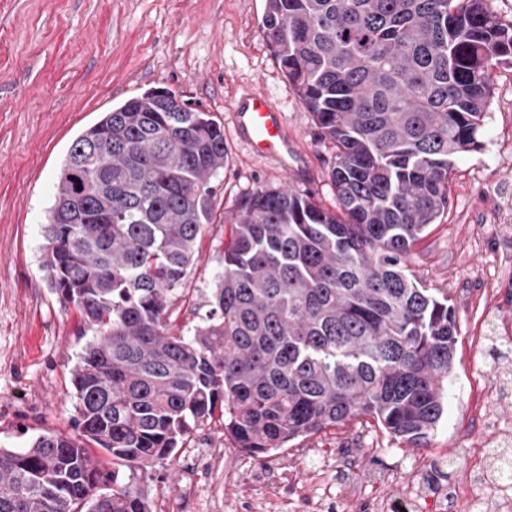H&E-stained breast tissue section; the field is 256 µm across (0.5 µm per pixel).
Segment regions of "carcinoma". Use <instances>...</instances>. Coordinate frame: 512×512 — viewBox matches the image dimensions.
<instances>
[{"label":"carcinoma","instance_id":"1","mask_svg":"<svg viewBox=\"0 0 512 512\" xmlns=\"http://www.w3.org/2000/svg\"><path fill=\"white\" fill-rule=\"evenodd\" d=\"M489 2L265 0L275 61L336 149V210L289 188L242 200L191 337L172 316L214 219L224 127L149 89L73 141L43 269L95 339L71 370L76 434L0 448V512H151L139 482L206 421L257 457L359 416L428 447L456 316L406 259L453 159L481 148L493 71L512 68V19Z\"/></svg>","mask_w":512,"mask_h":512}]
</instances>
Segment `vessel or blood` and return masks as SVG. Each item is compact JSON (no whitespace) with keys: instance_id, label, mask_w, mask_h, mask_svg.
Masks as SVG:
<instances>
[{"instance_id":"obj_1","label":"vessel or blood","mask_w":512,"mask_h":512,"mask_svg":"<svg viewBox=\"0 0 512 512\" xmlns=\"http://www.w3.org/2000/svg\"><path fill=\"white\" fill-rule=\"evenodd\" d=\"M234 124L239 137L257 156L284 164L297 153V145L288 136L281 111L257 89H250L239 98L234 109Z\"/></svg>"}]
</instances>
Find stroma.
<instances>
[{"instance_id": "stroma-1", "label": "stroma", "mask_w": 512, "mask_h": 512, "mask_svg": "<svg viewBox=\"0 0 512 512\" xmlns=\"http://www.w3.org/2000/svg\"><path fill=\"white\" fill-rule=\"evenodd\" d=\"M263 11L264 0H0V448L74 432L70 370L94 335L51 288L42 246L67 152L104 112L169 88L224 128L228 161L211 180L216 221L178 302L185 336L211 308L233 232L222 218L242 198L286 186L334 207L336 150L275 62ZM493 80L482 147L456 157L450 204L408 259L419 281L447 289L459 332L429 447L356 418L253 457L207 422L145 483L152 512H376L380 500L408 498L418 512H464L453 490L480 470L479 448L512 437V385L491 384L512 366L487 345L493 333L512 337V69ZM252 85L298 143L291 171L235 133V103Z\"/></svg>"}]
</instances>
